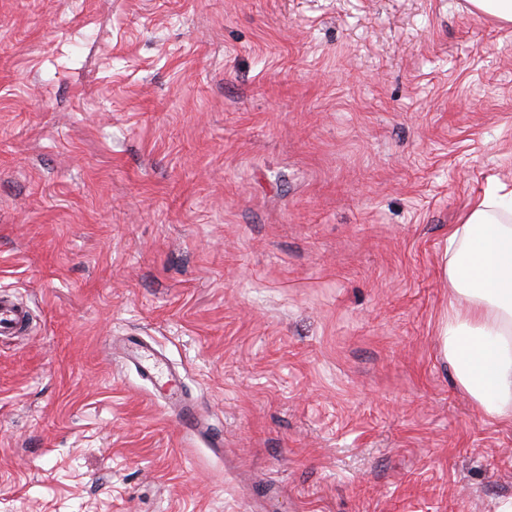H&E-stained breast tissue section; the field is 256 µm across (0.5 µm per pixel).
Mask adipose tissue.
Here are the masks:
<instances>
[{
    "instance_id": "1",
    "label": "adipose tissue",
    "mask_w": 512,
    "mask_h": 512,
    "mask_svg": "<svg viewBox=\"0 0 512 512\" xmlns=\"http://www.w3.org/2000/svg\"><path fill=\"white\" fill-rule=\"evenodd\" d=\"M440 350L481 416L512 423V194H484L448 236Z\"/></svg>"
}]
</instances>
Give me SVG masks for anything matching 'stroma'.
<instances>
[{"instance_id":"1","label":"stroma","mask_w":512,"mask_h":512,"mask_svg":"<svg viewBox=\"0 0 512 512\" xmlns=\"http://www.w3.org/2000/svg\"><path fill=\"white\" fill-rule=\"evenodd\" d=\"M491 187L512 24L470 0H0V512H495L512 424L438 345ZM0 334H19L29 321V311L20 302L12 300L8 294H0ZM171 406L178 410L184 435L194 437L208 432L209 425L206 418L193 400L187 397L183 402H175L169 407Z\"/></svg>"}]
</instances>
